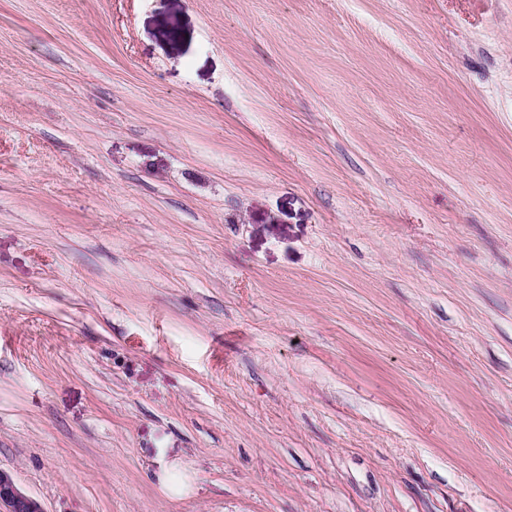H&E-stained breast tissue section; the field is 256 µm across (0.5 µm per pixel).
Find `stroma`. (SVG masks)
<instances>
[{"mask_svg":"<svg viewBox=\"0 0 512 512\" xmlns=\"http://www.w3.org/2000/svg\"><path fill=\"white\" fill-rule=\"evenodd\" d=\"M0 468L512 512V0H0Z\"/></svg>","mask_w":512,"mask_h":512,"instance_id":"obj_1","label":"stroma"}]
</instances>
